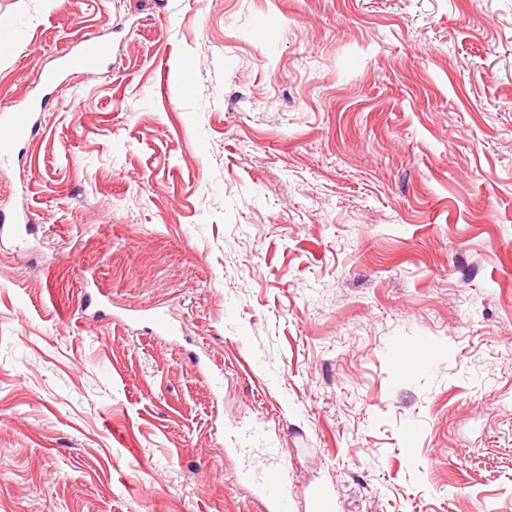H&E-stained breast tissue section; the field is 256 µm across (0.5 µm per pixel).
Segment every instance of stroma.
<instances>
[{
	"mask_svg": "<svg viewBox=\"0 0 512 512\" xmlns=\"http://www.w3.org/2000/svg\"><path fill=\"white\" fill-rule=\"evenodd\" d=\"M0 38V108L42 98L0 512H261L236 424L292 512H512V0H0ZM110 56L111 48L107 43L92 39L85 40L77 52L61 56L54 70L39 73L37 81L61 89L68 75L78 72L96 73ZM235 448L249 450L259 447V461L249 471L257 499L263 511L289 512L291 493L288 489L289 464L280 448L268 441L258 427H237L232 436Z\"/></svg>",
	"mask_w": 512,
	"mask_h": 512,
	"instance_id": "stroma-1",
	"label": "stroma"
}]
</instances>
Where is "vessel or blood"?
<instances>
[{"label": "vessel or blood", "instance_id": "obj_1", "mask_svg": "<svg viewBox=\"0 0 512 512\" xmlns=\"http://www.w3.org/2000/svg\"><path fill=\"white\" fill-rule=\"evenodd\" d=\"M110 46L99 40L83 41L79 50L63 55L57 67L38 75L39 82L56 88H63L68 75L73 73L93 74L110 57ZM35 105L7 110L0 114V159H8L17 144L27 140L33 133ZM235 448L249 450L259 448L261 456L251 468L257 499L265 512H290L291 493L288 489L289 464L279 448L268 441L260 428L240 427L232 437Z\"/></svg>", "mask_w": 512, "mask_h": 512}]
</instances>
